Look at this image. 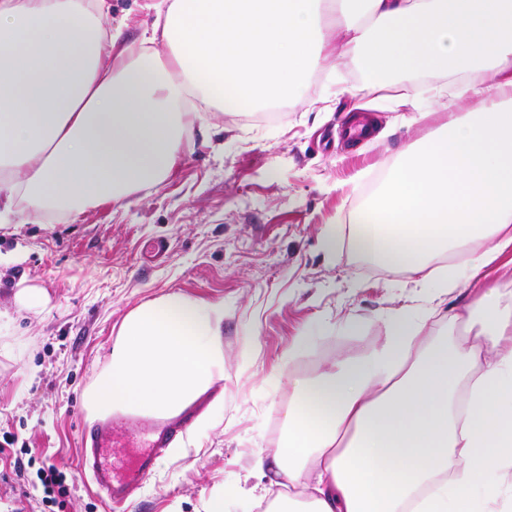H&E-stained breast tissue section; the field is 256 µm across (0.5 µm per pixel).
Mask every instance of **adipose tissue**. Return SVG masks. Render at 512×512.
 Wrapping results in <instances>:
<instances>
[{"mask_svg":"<svg viewBox=\"0 0 512 512\" xmlns=\"http://www.w3.org/2000/svg\"><path fill=\"white\" fill-rule=\"evenodd\" d=\"M139 51L101 0H0V223L64 217L161 184L193 135L188 97L221 112L296 96L320 60L396 72L485 70L478 110L410 148L350 218L352 251L467 293L446 336L410 310L385 343L300 381L275 477L307 495L265 512H486L512 476V283L475 272L512 248V0H169ZM472 256L431 275L443 252ZM224 307L172 292L124 318L88 410L171 418L224 377Z\"/></svg>","mask_w":512,"mask_h":512,"instance_id":"adipose-tissue-1","label":"adipose tissue"}]
</instances>
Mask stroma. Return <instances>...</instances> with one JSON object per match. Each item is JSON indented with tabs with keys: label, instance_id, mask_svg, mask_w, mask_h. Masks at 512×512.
I'll list each match as a JSON object with an SVG mask.
<instances>
[{
	"label": "stroma",
	"instance_id": "obj_1",
	"mask_svg": "<svg viewBox=\"0 0 512 512\" xmlns=\"http://www.w3.org/2000/svg\"><path fill=\"white\" fill-rule=\"evenodd\" d=\"M107 2L126 42L155 20L158 0ZM460 85L396 73L377 88L353 59L322 61L276 117L201 107L169 178L124 207L89 206L68 223L19 212L0 226V307L15 318L0 334V512H50L36 478L46 461L67 473L64 512H114L80 468L82 395L126 314L170 292L223 304L224 377L176 439L186 456H157L124 512H204L220 492L228 512H260L252 469L279 455L296 383L381 346L402 307L434 338L466 301L454 292L430 310L436 290L414 275L321 246L325 231L349 232L405 149L477 108L456 99ZM24 286L44 304L19 307ZM297 336L309 344L295 354Z\"/></svg>",
	"mask_w": 512,
	"mask_h": 512
}]
</instances>
